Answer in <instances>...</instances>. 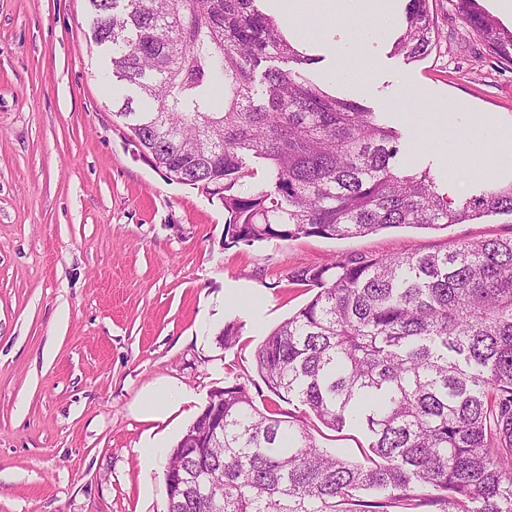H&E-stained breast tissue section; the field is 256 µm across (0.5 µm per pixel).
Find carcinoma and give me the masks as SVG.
Listing matches in <instances>:
<instances>
[{
    "label": "carcinoma",
    "mask_w": 512,
    "mask_h": 512,
    "mask_svg": "<svg viewBox=\"0 0 512 512\" xmlns=\"http://www.w3.org/2000/svg\"><path fill=\"white\" fill-rule=\"evenodd\" d=\"M109 52L116 117L169 178L224 191L227 246L345 239L512 216V183L464 202L400 168L399 135L305 74L310 58L262 0H88ZM494 54L512 30L453 0ZM436 44L430 0H408L395 52ZM282 59L287 69L264 62ZM222 96L224 105L217 103ZM263 168L252 192L237 186ZM291 279L317 289L255 354L260 407L224 387V426L203 459L173 450L184 494L167 512H512V237L422 254L338 257ZM359 426L361 458L321 447L307 419Z\"/></svg>",
    "instance_id": "1"
}]
</instances>
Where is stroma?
<instances>
[{
    "label": "stroma",
    "instance_id": "stroma-1",
    "mask_svg": "<svg viewBox=\"0 0 512 512\" xmlns=\"http://www.w3.org/2000/svg\"><path fill=\"white\" fill-rule=\"evenodd\" d=\"M406 2L385 38L342 62L333 43L366 19L301 11L285 33L312 55L311 79L397 129L400 165L430 170L439 193L512 183V154L465 166L441 150L456 128L490 123L512 143V60L452 0H431L437 43L406 60L393 48ZM92 26L86 0H0V512H166L170 451L211 393L236 382L271 401L255 353L315 294L296 270L512 237V217L492 215L225 246L220 195L169 180L115 118ZM230 322L241 336L227 349ZM158 386L173 399L151 420L143 402Z\"/></svg>",
    "mask_w": 512,
    "mask_h": 512
}]
</instances>
